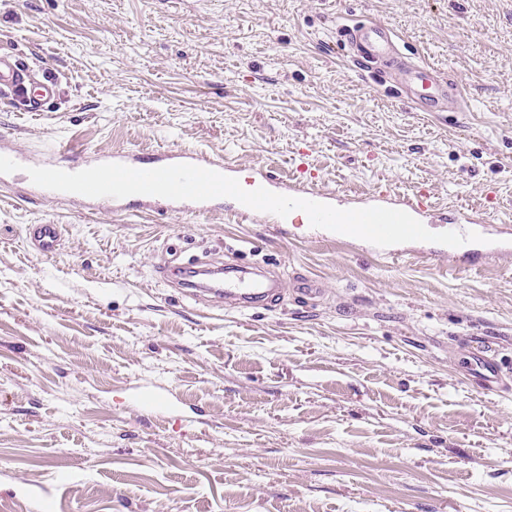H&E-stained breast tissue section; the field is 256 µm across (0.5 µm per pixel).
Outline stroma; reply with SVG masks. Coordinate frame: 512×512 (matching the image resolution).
I'll return each mask as SVG.
<instances>
[{"label": "stroma", "mask_w": 512, "mask_h": 512, "mask_svg": "<svg viewBox=\"0 0 512 512\" xmlns=\"http://www.w3.org/2000/svg\"><path fill=\"white\" fill-rule=\"evenodd\" d=\"M353 19L390 24L461 111H413L399 71L336 50ZM0 51L57 83L42 111L0 106V140L36 158L197 149L284 181L302 157L340 196L386 182L512 216V0H0ZM48 222L44 257L26 227ZM371 248L0 183V512H512V389L448 355L472 336L512 359V254ZM172 249L324 294L203 309L156 273ZM61 229L59 224L27 225L26 238L30 248L41 256L56 254L61 246Z\"/></svg>", "instance_id": "1"}]
</instances>
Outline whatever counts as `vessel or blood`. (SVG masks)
Wrapping results in <instances>:
<instances>
[{
    "mask_svg": "<svg viewBox=\"0 0 512 512\" xmlns=\"http://www.w3.org/2000/svg\"><path fill=\"white\" fill-rule=\"evenodd\" d=\"M343 44L354 58L363 66L395 68L403 74L402 93L404 97L422 107L439 108L445 104L460 105L461 98L454 92L452 83L441 78L427 63L405 60L399 52L398 37L389 25L369 22L354 25L344 32ZM56 95V83L51 79H37L30 67L19 63L12 55L0 52V97L7 100L25 99L30 110L36 111L52 100ZM112 162L132 165L139 170H151L164 166L187 163L232 175L234 168L226 159H215L198 150H159L152 160L135 161L124 153H116ZM245 189L259 187L265 189L281 188L284 195L306 198L320 203L334 204V194L316 188L312 179L293 177L287 186H279L276 176L270 171L253 174L244 181ZM364 206H381L406 211L423 224L433 220L434 206L423 194L402 193L384 184L366 197ZM136 207L140 210H152L158 207L171 212L209 211L213 201H175L158 196L140 195L136 198ZM451 231L465 234L484 233L485 226L480 214L458 209L452 217ZM26 238L30 248L41 256L56 254L61 246V227L57 224H31L26 228ZM458 254L474 258L486 254L512 253V228H505L495 235L489 243H466L458 247ZM293 295L307 298L320 295L321 288L315 281L297 278L292 283ZM279 277L265 274L258 276H240L234 279L208 278L196 288L187 289V296L202 302L225 301L238 309L265 307L280 300L285 292ZM466 375L475 379L485 392H500L512 384V363L505 361L492 349L475 350L462 344L450 351Z\"/></svg>",
    "mask_w": 512,
    "mask_h": 512,
    "instance_id": "vessel-or-blood-1",
    "label": "vessel or blood"
}]
</instances>
